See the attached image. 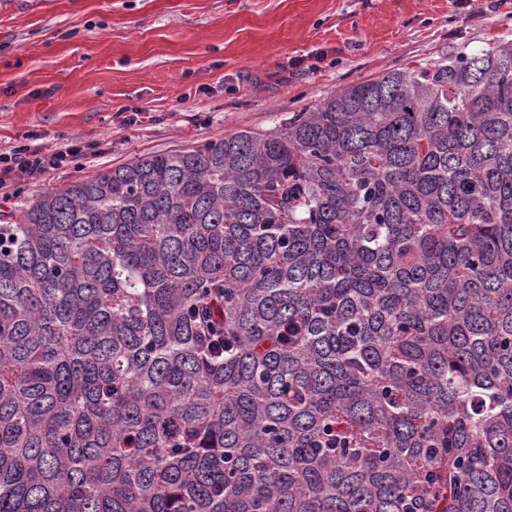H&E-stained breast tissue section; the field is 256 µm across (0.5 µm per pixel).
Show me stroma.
<instances>
[{"mask_svg": "<svg viewBox=\"0 0 512 512\" xmlns=\"http://www.w3.org/2000/svg\"><path fill=\"white\" fill-rule=\"evenodd\" d=\"M512 40V0H0V153L104 154L18 180L0 224L133 158L267 132L343 88ZM144 111L135 126L127 108Z\"/></svg>", "mask_w": 512, "mask_h": 512, "instance_id": "35a3bbf8", "label": "stroma"}]
</instances>
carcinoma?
<instances>
[{
  "label": "carcinoma",
  "mask_w": 512,
  "mask_h": 512,
  "mask_svg": "<svg viewBox=\"0 0 512 512\" xmlns=\"http://www.w3.org/2000/svg\"><path fill=\"white\" fill-rule=\"evenodd\" d=\"M0 512H512V42L0 224Z\"/></svg>",
  "instance_id": "carcinoma-1"
}]
</instances>
